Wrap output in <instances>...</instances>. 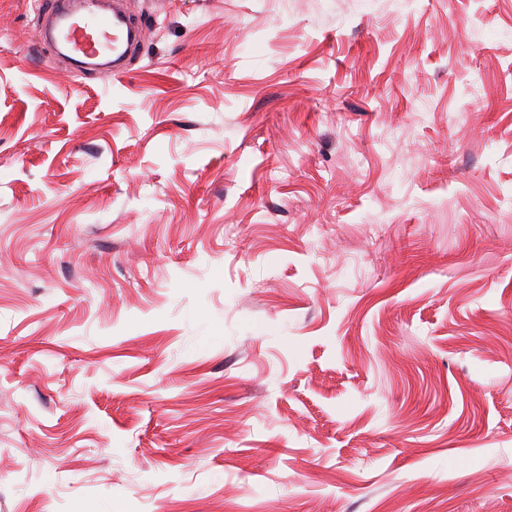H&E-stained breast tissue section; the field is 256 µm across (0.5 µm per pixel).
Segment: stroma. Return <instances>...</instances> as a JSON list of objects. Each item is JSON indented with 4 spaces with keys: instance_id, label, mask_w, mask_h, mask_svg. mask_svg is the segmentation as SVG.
<instances>
[{
    "instance_id": "1",
    "label": "stroma",
    "mask_w": 512,
    "mask_h": 512,
    "mask_svg": "<svg viewBox=\"0 0 512 512\" xmlns=\"http://www.w3.org/2000/svg\"><path fill=\"white\" fill-rule=\"evenodd\" d=\"M0 0V512H512V0ZM148 29L146 21L131 19L114 7L112 14L88 8L80 22L70 23L62 35L76 56L91 59L101 55L114 56L124 46V53L143 46Z\"/></svg>"
}]
</instances>
